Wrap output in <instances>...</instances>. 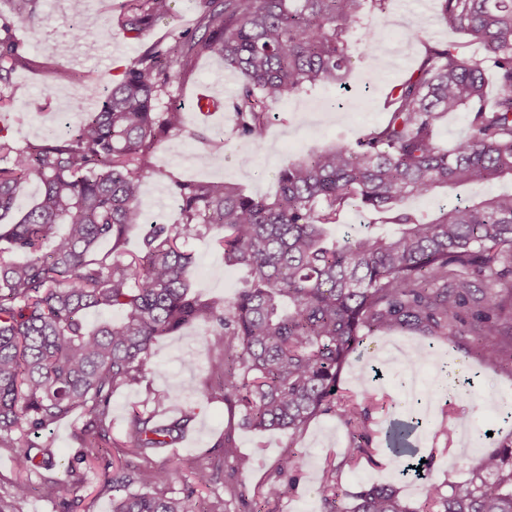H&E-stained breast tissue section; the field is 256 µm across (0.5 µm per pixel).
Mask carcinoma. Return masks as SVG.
<instances>
[{
	"label": "carcinoma",
	"mask_w": 512,
	"mask_h": 512,
	"mask_svg": "<svg viewBox=\"0 0 512 512\" xmlns=\"http://www.w3.org/2000/svg\"><path fill=\"white\" fill-rule=\"evenodd\" d=\"M388 2L200 0L195 27L148 46L99 107L75 101L80 121L63 135L21 148L0 134V216L15 205L20 184L43 186L39 202L0 232V448L14 449L19 471L53 466L32 438L80 409L90 419L66 473L81 483L89 449L110 443L112 394L146 378L157 337L204 322L223 344L211 373L245 424L296 435L330 415L347 429L343 458L322 470L321 512H512V442L486 451L466 479L438 483L430 477L434 454L417 461L409 441L421 420L415 409L388 440L402 476L422 484L423 499L406 503L381 485L347 505L339 487L343 467L376 463L374 406L365 393L339 387L343 365L366 337L393 328L430 340L469 336L484 353L507 350L512 358V192L459 198L426 217L404 206L473 182L512 181V0H440L448 29L482 55L428 47L390 89L385 123L284 165L272 199L224 181L173 182L179 222L152 225L141 256L125 250L142 181L160 173L154 144L186 121L182 107L161 109L160 100L173 96L200 56L217 55L241 76L227 109L235 136L256 140L267 102L342 82L356 61L352 25L368 6L386 28ZM11 7L12 18L0 16L4 88L16 68L31 64L13 22H44L37 0ZM169 9L170 0H121L117 26L133 36ZM461 109L470 112V133L444 149L436 125ZM350 208L378 222L328 239L326 226ZM214 226L224 230L217 239L224 263L247 269L224 302L197 299L188 283L186 239ZM104 241L111 248L101 254ZM489 275L509 285L506 293L481 287ZM105 310L122 311V320L87 325L88 312ZM195 418L191 406L167 422L133 412L131 452L172 447ZM465 427V415L448 407L440 431ZM304 466V456L289 450L262 492L264 505L293 497ZM158 481L149 469L113 474L104 485L112 512H201L194 488L168 497L155 491Z\"/></svg>",
	"instance_id": "carcinoma-1"
}]
</instances>
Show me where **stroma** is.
Segmentation results:
<instances>
[{
  "label": "stroma",
  "instance_id": "35a3bbf8",
  "mask_svg": "<svg viewBox=\"0 0 512 512\" xmlns=\"http://www.w3.org/2000/svg\"><path fill=\"white\" fill-rule=\"evenodd\" d=\"M198 10L197 0H173L170 13L147 26L138 37L130 38L115 30L100 42L87 43L77 38V28L107 24L115 16V0H39L43 24L16 27L26 54L37 65L16 71L5 90L13 99L6 108L10 117L7 136L20 147L40 142L43 127L69 112L73 100L96 106L112 81L118 80L149 44L172 40L192 28ZM389 14L391 25L379 39L375 70L357 65L347 72L342 84H320L269 104V124L256 141L236 138L232 113L206 117L196 112L195 94L200 86H211L227 97L234 94L240 80L238 73L225 69L221 58L201 57L194 72L174 92L175 104L186 113V125L155 146L154 161L159 171L143 182L139 223L127 236L126 250L139 252L150 224L178 221L179 207L172 193L174 180H224L248 194L274 196L277 173L289 161L313 147L353 141L380 124L386 117L388 91L414 71L427 47L449 42L463 57L481 52L479 45L470 43L467 37L449 32L438 0H391ZM420 15L427 20L425 29L420 38H408L407 30ZM217 138L225 140L224 151L218 156L209 155L206 143ZM220 235V229L214 228L206 236L192 237L187 242L194 256L188 274L190 292L202 300L232 297L246 276L245 269L225 264L224 253L215 244ZM204 330V325L197 323L156 339L151 374L113 395V443L85 464L79 488L67 487L61 471H45L30 476L28 498L15 503L14 486L20 475L11 450L1 448L0 505L16 504L21 512H59L58 502L66 500L71 504L70 512H112V497L101 488L120 467L161 472L159 488L169 496L178 495L185 485L194 483L198 469L204 468L210 479L199 486L198 499L205 512H250L279 459L288 449L296 448L306 459L297 493L281 502L275 512H318L321 471L326 461H339L345 447L343 428L329 415L312 419L296 436L283 431L257 433L243 425L240 415L225 406L218 381L210 372L211 361L221 348L218 336H210L208 347L197 343ZM400 342L421 347V362L427 373L432 371L436 356L441 355L481 374L480 386L457 400L469 422L467 432L450 436L439 432L441 412L436 409L421 434L422 452L436 455L432 479L464 480L488 448L487 443L479 441L480 432L492 429L499 441L512 440V420L506 418L512 413V365L472 354L466 337L436 343L431 351L425 349L424 339L405 331L367 339L345 364L340 386L346 391L369 392L380 403L376 419L382 429L404 411L402 376L399 366L390 365L382 378L371 380L367 366L378 360L383 349ZM188 405L195 407L196 418L174 447L157 449L145 458L125 447L133 412H151L167 421ZM86 421L83 412H74L41 433L37 443L48 447L56 461H67L78 450L75 436ZM230 426L235 429L237 456L228 461L224 458V431ZM228 480L236 486L237 497L225 494L224 483ZM340 484L349 494L374 484H388L397 487L408 502L422 496L420 485L403 480L398 462L385 453L378 456L376 464L342 469Z\"/></svg>",
  "mask_w": 512,
  "mask_h": 512
}]
</instances>
